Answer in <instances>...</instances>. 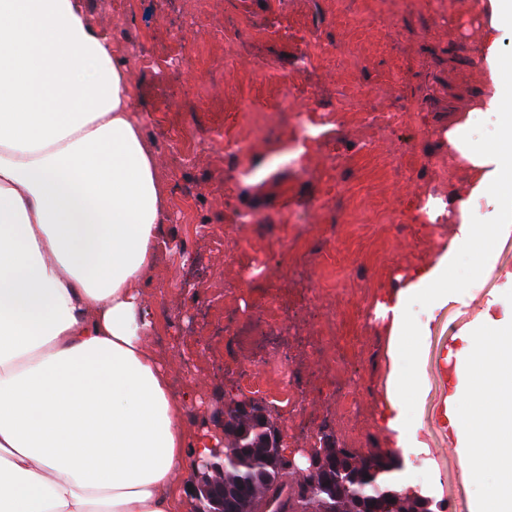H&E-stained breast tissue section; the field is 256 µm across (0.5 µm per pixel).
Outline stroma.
I'll list each match as a JSON object with an SVG mask.
<instances>
[{"label":"stroma","mask_w":512,"mask_h":512,"mask_svg":"<svg viewBox=\"0 0 512 512\" xmlns=\"http://www.w3.org/2000/svg\"><path fill=\"white\" fill-rule=\"evenodd\" d=\"M470 2L446 0L439 11L424 4L398 14L390 6L364 10L362 0H168L164 8L158 0H132L129 9L115 14L107 0H84L87 13L117 46L132 50L151 34L147 44L155 64L134 75L141 110L196 84L203 96L273 116L280 94L270 89L271 78L295 80L300 84L296 111L318 124L327 151L356 160L326 202L322 153H312L307 173L274 166L254 179L270 145L248 138L243 125L235 136L247 139L248 157L231 175L208 153L183 165L160 150L170 200L190 193L201 203L194 224L171 209L163 227L167 246L147 287L162 324L147 345L165 367L173 394L194 393L185 414L190 427L211 428L220 402L247 397L241 373L292 363L308 390L309 438L324 428L341 448L361 454L389 448L381 415L400 361L382 321L356 327L352 318L402 288L410 270L431 261L456 233L453 224L432 223L421 206L427 197L467 186L463 172L448 166L446 132L454 116L469 107L478 78ZM173 27L183 28L188 40L209 54L232 49L236 66L220 79L173 66L177 48L167 36ZM304 37L323 52L301 72L297 54ZM351 102L361 120L331 122V113ZM401 109L411 112V122L388 132L363 120L373 112ZM397 143L407 145L413 170L393 158ZM481 259L478 248L456 256L454 275L464 288L440 309L431 310L418 297L411 305L414 324L427 331L411 344L422 382L409 414L423 448L406 462L402 487L441 502L444 512H473L481 493L467 479L455 436L442 423L455 369L445 356L489 301H496L499 311L512 310L504 294L505 275L512 271V235L495 243L492 272L477 274ZM293 275L305 284L301 306L282 312L281 323L294 332L268 331L258 323L256 298L270 282ZM230 279L241 287L228 301L224 283ZM227 305L233 310L229 323L222 312ZM328 317L350 326L348 367L359 426L353 442L336 418L335 398L319 391L321 368L311 340Z\"/></svg>","instance_id":"35a3bbf8"}]
</instances>
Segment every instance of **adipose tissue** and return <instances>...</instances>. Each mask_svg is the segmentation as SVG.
Masks as SVG:
<instances>
[{
    "mask_svg": "<svg viewBox=\"0 0 512 512\" xmlns=\"http://www.w3.org/2000/svg\"><path fill=\"white\" fill-rule=\"evenodd\" d=\"M477 15V90L446 134L468 192L428 202L457 233L377 304L400 350L412 298L439 302L458 252L512 234V0H478ZM134 95L81 0H0V512H181L179 474L219 442L186 425L146 347L168 202ZM476 113L495 142L472 138ZM459 342L444 417L470 480L495 475L476 512H512V363L497 355L512 312L487 305ZM418 386L400 373L382 415L405 457L420 445L406 414Z\"/></svg>",
    "mask_w": 512,
    "mask_h": 512,
    "instance_id": "ef3b65f1",
    "label": "adipose tissue"
}]
</instances>
